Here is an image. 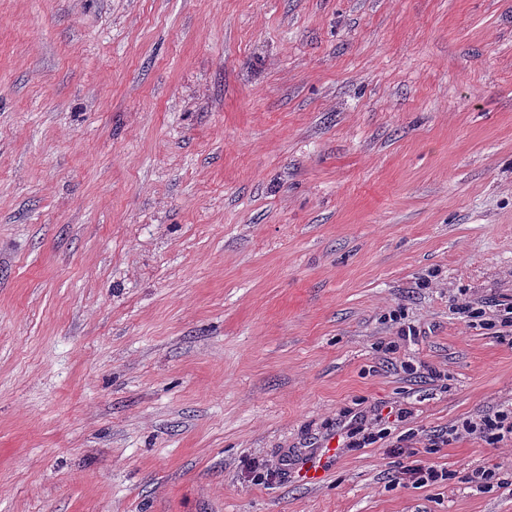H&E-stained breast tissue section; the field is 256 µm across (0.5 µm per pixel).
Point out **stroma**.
<instances>
[{"mask_svg":"<svg viewBox=\"0 0 512 512\" xmlns=\"http://www.w3.org/2000/svg\"><path fill=\"white\" fill-rule=\"evenodd\" d=\"M462 292L512 297V0H0V512H512ZM449 435L452 441L461 437H476L490 444L503 441L512 443V406L498 408L475 419H467L460 426L452 427ZM359 418V422L357 421ZM357 426L353 427V431L351 432V438L354 436L356 438L354 442L350 445V448H366L369 445H373L380 440H384L390 435L391 431H386L388 429L381 428L375 429V425L367 421V418L364 419V416L360 415L355 419ZM398 474L399 483L410 484L414 488L425 487L446 477V474L439 473L432 463L423 458L413 459L407 465L401 466Z\"/></svg>","mask_w":512,"mask_h":512,"instance_id":"obj_1","label":"stroma"}]
</instances>
